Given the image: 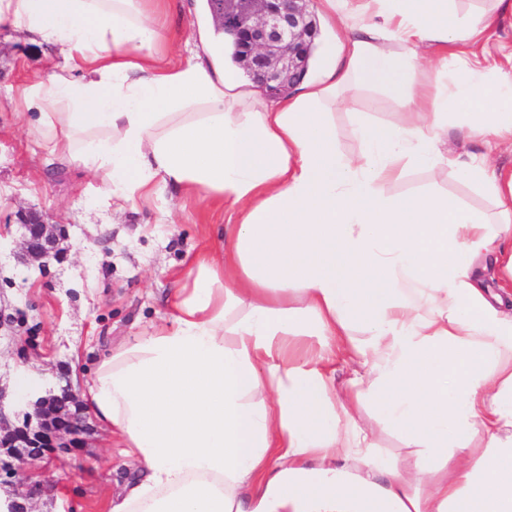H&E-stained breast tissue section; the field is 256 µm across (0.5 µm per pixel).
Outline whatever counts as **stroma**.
Here are the masks:
<instances>
[{
	"instance_id": "1",
	"label": "stroma",
	"mask_w": 512,
	"mask_h": 512,
	"mask_svg": "<svg viewBox=\"0 0 512 512\" xmlns=\"http://www.w3.org/2000/svg\"><path fill=\"white\" fill-rule=\"evenodd\" d=\"M510 54L512 16H505L483 33L477 55L461 53L448 68L457 70L473 57L486 67L502 66ZM49 56L48 49L0 30V308L19 314L0 328V387L12 394L23 367L49 386L56 375L70 374L73 386L83 389L112 347L165 325L186 255L223 251L230 222L227 210L171 187L154 205L99 222L91 205L100 177L48 163L43 143L27 135L14 104L20 85L47 74ZM359 113L378 124L401 120L382 92L347 94L332 114L342 153L361 148L354 125ZM384 191L414 197L436 192L479 213L495 210L494 200L454 168L432 174L411 165ZM28 208L67 229L60 258L43 267L20 258L16 215ZM121 449L119 437L94 426L81 457H53L55 490L35 497L33 512H108L112 496L135 478Z\"/></svg>"
}]
</instances>
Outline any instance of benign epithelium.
<instances>
[{
	"instance_id": "1",
	"label": "benign epithelium",
	"mask_w": 512,
	"mask_h": 512,
	"mask_svg": "<svg viewBox=\"0 0 512 512\" xmlns=\"http://www.w3.org/2000/svg\"><path fill=\"white\" fill-rule=\"evenodd\" d=\"M308 2L210 0L213 19L233 38L239 63L266 93L289 92L308 71L319 35ZM18 219L24 260L44 264L58 255L63 225L49 224L33 210L18 212ZM87 427L80 396L68 379L25 402L0 388V485L16 486L0 497V512H29L28 502L40 491V482L31 480L30 461L53 450L74 451Z\"/></svg>"
}]
</instances>
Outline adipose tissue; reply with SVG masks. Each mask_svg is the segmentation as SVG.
<instances>
[{
	"mask_svg": "<svg viewBox=\"0 0 512 512\" xmlns=\"http://www.w3.org/2000/svg\"><path fill=\"white\" fill-rule=\"evenodd\" d=\"M168 2L0 0V27L53 51L18 89L50 160L102 176L120 210L170 185L237 213L223 253L188 260L169 326L113 351L83 394L142 474L110 512H512V170L444 148L452 117L512 144V71L467 65L446 85L440 68L512 0L466 20L452 0H317L343 35L278 98L232 63L207 0L174 56ZM362 88L403 120H358L345 155L329 115ZM409 165L458 168L494 217L385 195ZM366 407L410 457L379 454Z\"/></svg>",
	"mask_w": 512,
	"mask_h": 512,
	"instance_id": "obj_1",
	"label": "adipose tissue"
}]
</instances>
